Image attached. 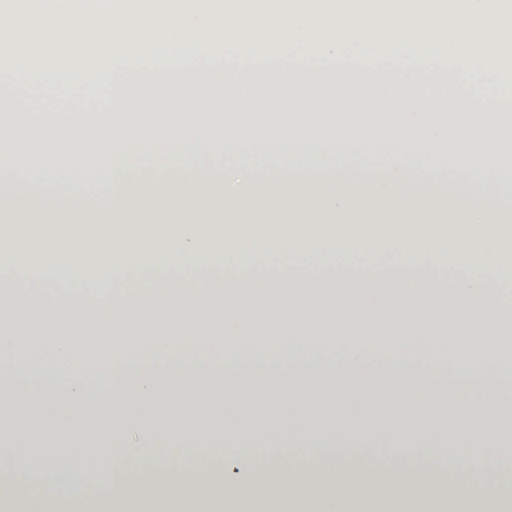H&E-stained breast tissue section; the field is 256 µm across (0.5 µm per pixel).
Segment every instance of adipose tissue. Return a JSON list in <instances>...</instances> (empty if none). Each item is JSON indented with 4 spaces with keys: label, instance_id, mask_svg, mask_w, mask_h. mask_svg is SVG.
Instances as JSON below:
<instances>
[{
    "label": "adipose tissue",
    "instance_id": "obj_1",
    "mask_svg": "<svg viewBox=\"0 0 512 512\" xmlns=\"http://www.w3.org/2000/svg\"><path fill=\"white\" fill-rule=\"evenodd\" d=\"M400 142L402 151L372 174L356 162L354 135H274L259 171L229 159L222 177L194 156L173 159L161 174L146 155L138 187L136 143L72 146L70 164L88 152L104 159L94 195L48 179L21 182L18 150L0 149V363L45 365L70 384L75 412L34 415L52 442L42 471L73 476L91 459L105 467V495L95 503L28 500L23 512H512L511 496L448 489L439 464L461 451L487 462L511 452L512 411L485 390L456 396L444 413L407 379L421 353L447 361L463 383L501 376V345L512 340V173L496 168L512 145L440 138V148L478 163L444 171L409 163L408 151L433 145L427 137ZM286 146L299 148L300 162L280 158ZM413 183L425 187L427 205L406 194ZM24 211L43 230L32 247L7 230ZM152 237L167 279L114 303L109 284L145 257ZM295 253L346 257L352 280L317 269L300 276L287 262ZM216 257L256 259L271 275L260 288L177 286L187 267ZM18 274L38 285L15 301L8 287ZM444 275L451 288L435 287ZM76 289L89 307L60 312L59 295ZM323 352L390 368V398L378 402L370 388L343 380L182 386L123 374L131 359L177 365L199 355L229 364L262 355L285 364ZM94 364L112 393L100 416L78 408ZM146 440L201 458L218 448L234 468L220 477L147 466L132 481L113 477L115 446L137 458ZM363 440L379 441L387 459L420 455L430 465L421 473L364 468L365 488L355 494L348 468L307 469L296 454ZM268 448L284 454L273 468L257 467Z\"/></svg>",
    "mask_w": 512,
    "mask_h": 512
}]
</instances>
